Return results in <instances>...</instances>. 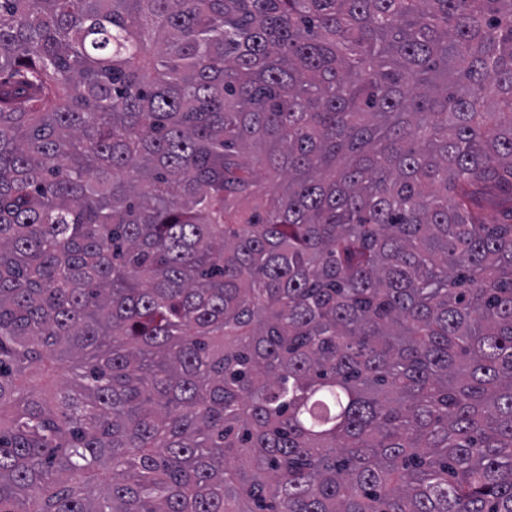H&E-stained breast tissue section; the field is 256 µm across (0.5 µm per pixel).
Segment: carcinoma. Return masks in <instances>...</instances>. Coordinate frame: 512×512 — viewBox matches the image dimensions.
I'll list each match as a JSON object with an SVG mask.
<instances>
[{"mask_svg": "<svg viewBox=\"0 0 512 512\" xmlns=\"http://www.w3.org/2000/svg\"><path fill=\"white\" fill-rule=\"evenodd\" d=\"M0 512H512V0H0Z\"/></svg>", "mask_w": 512, "mask_h": 512, "instance_id": "obj_1", "label": "carcinoma"}]
</instances>
